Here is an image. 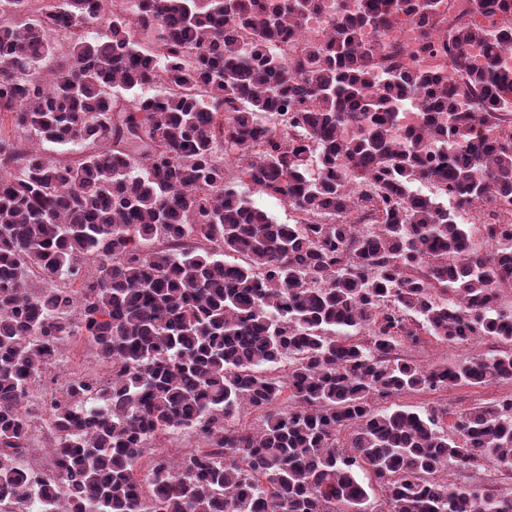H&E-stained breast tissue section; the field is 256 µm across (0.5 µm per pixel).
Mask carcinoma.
Wrapping results in <instances>:
<instances>
[{
	"label": "carcinoma",
	"mask_w": 512,
	"mask_h": 512,
	"mask_svg": "<svg viewBox=\"0 0 512 512\" xmlns=\"http://www.w3.org/2000/svg\"><path fill=\"white\" fill-rule=\"evenodd\" d=\"M439 4L359 0L328 42L290 62L273 45L293 40L320 0H142L134 23L104 0H48L44 19L0 25V112L42 142L87 149L51 162L0 138V512H512V493L443 476L447 465L512 468V398L448 427L444 406L371 403L512 381V316L499 306L512 251H473L454 210L413 192L437 180L459 207L512 199V114L499 108L512 93L501 55L512 52V0H479L504 18L492 39ZM403 17L417 53L448 51L455 88L402 65L396 47L377 55L369 38ZM89 26L103 33L89 40ZM60 27L69 61L50 69ZM138 27L158 32L152 49ZM159 81L165 93L141 94ZM419 92L420 120L397 144L389 120ZM261 112L280 113L283 128H257ZM490 124L504 137L473 136ZM219 152L300 223L277 224L226 187ZM342 164L361 189L342 187ZM326 213L349 222L313 221ZM159 240L165 249L150 250ZM30 265L79 288L35 295ZM80 332L112 374L72 379L52 404L65 485L55 493L17 465L32 430L22 406L59 342ZM424 332L508 349L425 368L399 354ZM281 364L287 377L269 374ZM243 408L264 412L259 429L234 421ZM184 428L203 447L135 479L146 446Z\"/></svg>",
	"instance_id": "obj_1"
}]
</instances>
